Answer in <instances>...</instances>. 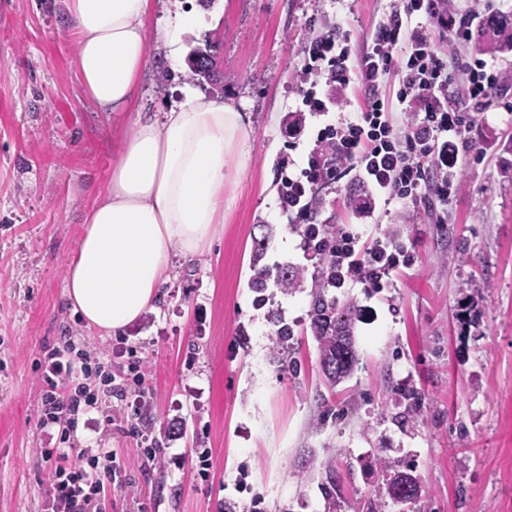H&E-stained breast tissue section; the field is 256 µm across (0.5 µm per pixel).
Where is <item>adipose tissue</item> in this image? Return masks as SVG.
<instances>
[{"label": "adipose tissue", "instance_id": "1", "mask_svg": "<svg viewBox=\"0 0 512 512\" xmlns=\"http://www.w3.org/2000/svg\"><path fill=\"white\" fill-rule=\"evenodd\" d=\"M65 6L79 37L85 92L104 111L132 115L65 279L75 310L108 333L155 305L174 256L195 257L211 245L225 181L233 165H246L252 129L243 112L200 100L188 85L183 101L162 117L135 111L151 0H65Z\"/></svg>", "mask_w": 512, "mask_h": 512}]
</instances>
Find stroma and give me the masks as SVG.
<instances>
[{"label":"stroma","instance_id":"stroma-1","mask_svg":"<svg viewBox=\"0 0 512 512\" xmlns=\"http://www.w3.org/2000/svg\"><path fill=\"white\" fill-rule=\"evenodd\" d=\"M179 3L207 24L185 36L174 65L161 33ZM394 3L154 0L139 111L165 112L190 55L220 42L224 101L251 122V161L225 189L210 250L175 258L155 307L108 334L84 324L65 274L129 120L84 92L62 0H0V512L48 510L38 362L67 336L128 382L77 432L82 447L117 456L105 512H324L329 478L338 512H365L382 485L380 457L414 465L424 484L420 501L385 512H512V82L494 88L465 133L444 223L425 205L393 203L360 224L350 178L319 186L316 223L400 241L412 256L379 294L336 289L359 309L349 379L329 390L319 377L310 286L272 298L295 330L294 372L273 363V327L247 288L264 232L267 265L314 267L280 207V177L302 167L322 123L307 117L296 142L285 132L308 43L339 26L361 35ZM405 389L421 393L420 415ZM328 403L336 416L325 421ZM150 418L186 423L158 468L146 453Z\"/></svg>","mask_w":512,"mask_h":512}]
</instances>
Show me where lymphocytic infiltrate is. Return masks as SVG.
Returning a JSON list of instances; mask_svg holds the SVG:
<instances>
[{
    "mask_svg": "<svg viewBox=\"0 0 512 512\" xmlns=\"http://www.w3.org/2000/svg\"><path fill=\"white\" fill-rule=\"evenodd\" d=\"M425 16L434 20V31L422 26ZM480 17L479 8L463 12L449 0H401L364 37L362 52H354L350 32L340 27L313 39L306 49L301 111L319 117L338 111L349 91L358 95L357 110L320 128L299 173L282 175L283 212L310 223L314 187L349 173L363 188L352 204L361 217L395 199L430 198L447 206L458 189L454 167L472 118L449 102L448 89L462 81L469 103L479 106L505 76L484 58L443 53L434 41L464 46ZM394 74L399 81L393 87ZM397 112L403 124H396ZM403 256L402 245L391 240L366 245L348 232L336 235L337 264L364 288H386ZM40 367V427L51 442L41 457L52 469V512H102L116 476L99 463L111 461L113 453L80 447L76 432L80 416L97 408L98 387L111 384L112 373L104 360L74 353L68 342L51 349Z\"/></svg>",
    "mask_w": 512,
    "mask_h": 512,
    "instance_id": "obj_1",
    "label": "lymphocytic infiltrate"
}]
</instances>
